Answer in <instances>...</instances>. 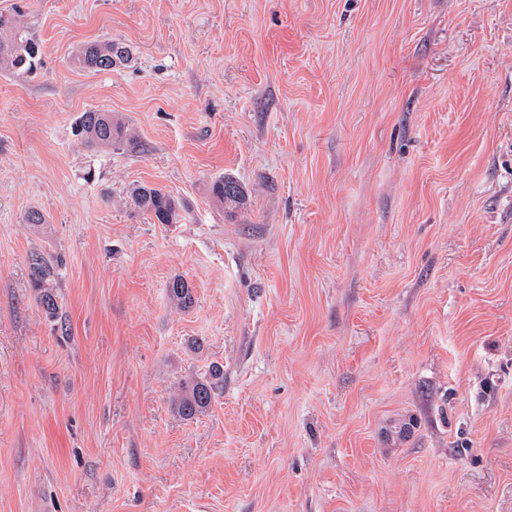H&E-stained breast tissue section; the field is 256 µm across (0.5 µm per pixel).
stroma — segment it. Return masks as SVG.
<instances>
[{
    "label": "stroma",
    "instance_id": "stroma-1",
    "mask_svg": "<svg viewBox=\"0 0 512 512\" xmlns=\"http://www.w3.org/2000/svg\"><path fill=\"white\" fill-rule=\"evenodd\" d=\"M17 7L43 55L0 72V512H512V0ZM104 40L129 61L73 64ZM90 108L135 143L82 145ZM210 193L213 199L225 209H239L245 203V191L232 177L224 176L215 180ZM128 196L134 208L149 215L157 224H177L184 220L181 202L161 188L134 185ZM63 261L58 256L36 254L30 264L31 286L36 300L45 314L51 318L58 317L61 306V295L58 292L60 269ZM167 295L177 308L188 309L193 304V289L184 278L176 277L169 281ZM224 389V367L212 363L203 376L185 379L172 397L173 410L183 419L206 414L217 392Z\"/></svg>",
    "mask_w": 512,
    "mask_h": 512
}]
</instances>
